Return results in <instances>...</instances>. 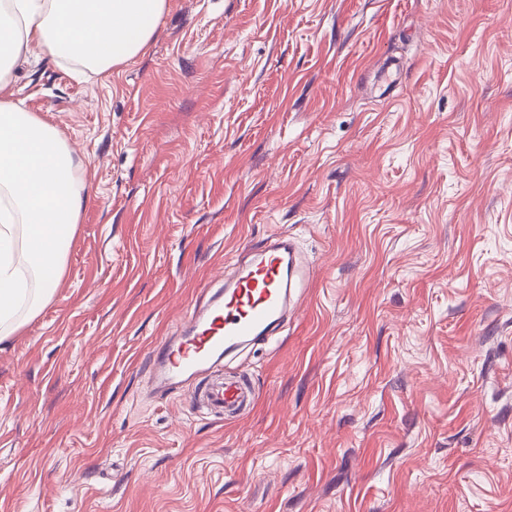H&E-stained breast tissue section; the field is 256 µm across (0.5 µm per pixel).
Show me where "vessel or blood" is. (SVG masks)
<instances>
[{
    "instance_id": "vessel-or-blood-1",
    "label": "vessel or blood",
    "mask_w": 512,
    "mask_h": 512,
    "mask_svg": "<svg viewBox=\"0 0 512 512\" xmlns=\"http://www.w3.org/2000/svg\"><path fill=\"white\" fill-rule=\"evenodd\" d=\"M293 251L286 237L273 235L252 249L250 259L232 263L224 291L193 308L180 334L162 342L154 359L160 388H170L182 377L207 370L249 339L279 333L292 288L296 282L309 280ZM249 395L242 380L224 381L205 392L208 405L218 413L239 408Z\"/></svg>"
}]
</instances>
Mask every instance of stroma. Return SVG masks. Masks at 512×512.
I'll list each match as a JSON object with an SVG mask.
<instances>
[{"label":"stroma","instance_id":"stroma-1","mask_svg":"<svg viewBox=\"0 0 512 512\" xmlns=\"http://www.w3.org/2000/svg\"><path fill=\"white\" fill-rule=\"evenodd\" d=\"M103 74L14 89L90 192L0 340V512H512V0H169ZM288 234L280 336L167 391L153 355ZM250 378L244 415L203 409Z\"/></svg>","mask_w":512,"mask_h":512}]
</instances>
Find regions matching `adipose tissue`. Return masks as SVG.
<instances>
[{
	"mask_svg": "<svg viewBox=\"0 0 512 512\" xmlns=\"http://www.w3.org/2000/svg\"><path fill=\"white\" fill-rule=\"evenodd\" d=\"M168 0H0V339L53 297L89 201L60 131L28 111L11 70L32 49L95 73L144 53Z\"/></svg>",
	"mask_w": 512,
	"mask_h": 512,
	"instance_id": "obj_1",
	"label": "adipose tissue"
}]
</instances>
